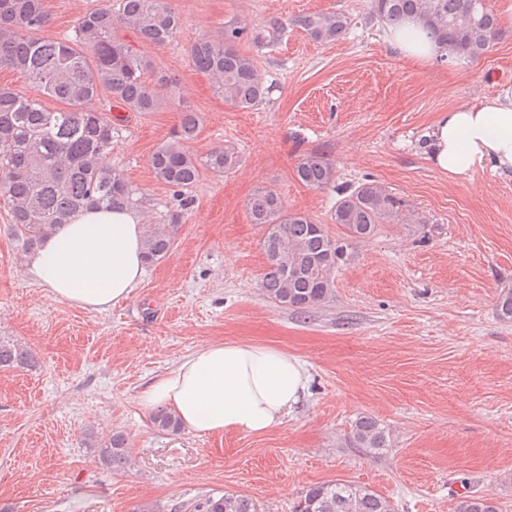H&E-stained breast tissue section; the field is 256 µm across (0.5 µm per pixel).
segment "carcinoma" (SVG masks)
Segmentation results:
<instances>
[{
	"label": "carcinoma",
	"mask_w": 512,
	"mask_h": 512,
	"mask_svg": "<svg viewBox=\"0 0 512 512\" xmlns=\"http://www.w3.org/2000/svg\"><path fill=\"white\" fill-rule=\"evenodd\" d=\"M372 15L386 28L418 23L444 47L451 61H477L498 38L500 17L481 0H371ZM50 22L45 0H0V69L24 74L35 94L0 87V195L11 203V231L25 252L35 250L48 231L91 207L135 209L139 191L108 162L118 126L95 104L104 93L126 112L156 111L163 91H170L179 119L173 136L155 149L150 166L156 178L181 192L203 172L222 176L232 170L234 152L215 149L198 159L190 144L202 128L200 115L176 96L171 77L151 57L127 43L121 32H134L140 42L164 48L175 38L180 19L169 0H115L85 14L72 39H50L42 32ZM311 40L331 43L346 34L347 17L336 11L308 13L294 20ZM250 37L245 26L226 24L217 36L204 35L188 49L193 68L212 80L214 92L232 108H252L266 99L270 87L256 60L238 49ZM64 108L49 111L41 97ZM296 177L309 187L336 191L333 223L354 239L372 237L380 224L401 219L404 201L373 180L354 188L336 185V168L323 154L304 155ZM251 222L266 227L262 249L267 268L261 280L272 301L306 312L331 297L340 239L329 235L307 213L288 209L273 190H260L248 201ZM173 233L164 226L147 227L144 254L148 264L171 250ZM500 319L512 321V289L497 301ZM23 345L0 336V368L33 366ZM153 424L175 431L178 423L166 410L155 411ZM389 432L379 421L362 416L352 428V442L369 451L388 447ZM103 465L121 471L130 466L123 434L89 437ZM196 512H261L253 498L225 493L209 496ZM292 512H395L394 504L367 487L343 480L317 483L303 490ZM457 512H500L494 497L466 495Z\"/></svg>",
	"instance_id": "cac0c4a2"
}]
</instances>
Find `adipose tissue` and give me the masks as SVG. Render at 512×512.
I'll use <instances>...</instances> for the list:
<instances>
[{
	"instance_id": "adipose-tissue-1",
	"label": "adipose tissue",
	"mask_w": 512,
	"mask_h": 512,
	"mask_svg": "<svg viewBox=\"0 0 512 512\" xmlns=\"http://www.w3.org/2000/svg\"><path fill=\"white\" fill-rule=\"evenodd\" d=\"M388 41L402 58L419 63L443 53L413 23L389 33ZM425 148L449 176L487 168L512 178V83L480 103L440 113ZM144 267L143 220L134 210H85L47 235L28 259L30 274L57 301L99 311L128 299ZM308 383L304 362L283 349L215 340L153 379L139 404L168 409L198 435L261 436L300 405Z\"/></svg>"
}]
</instances>
